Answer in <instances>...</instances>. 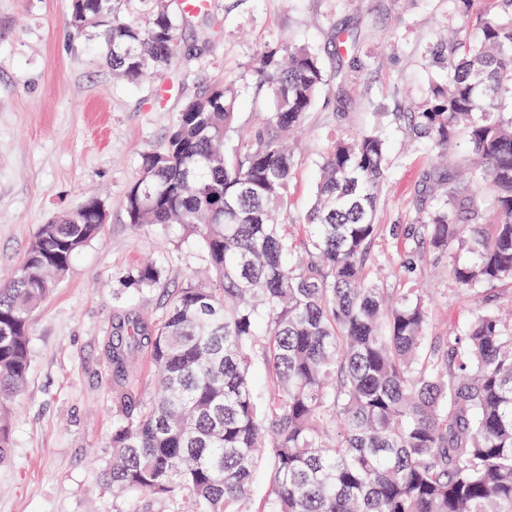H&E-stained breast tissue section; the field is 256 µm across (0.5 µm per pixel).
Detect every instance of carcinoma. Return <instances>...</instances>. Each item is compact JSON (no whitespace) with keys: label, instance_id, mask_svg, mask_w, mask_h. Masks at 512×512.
I'll return each instance as SVG.
<instances>
[{"label":"carcinoma","instance_id":"cac0c4a2","mask_svg":"<svg viewBox=\"0 0 512 512\" xmlns=\"http://www.w3.org/2000/svg\"><path fill=\"white\" fill-rule=\"evenodd\" d=\"M458 0L448 80L409 113L431 156L465 131L466 179L438 164L425 176L420 224L399 258L414 272L426 248L452 260L457 288L512 284V0L476 23ZM176 0H72L70 26L97 30L113 73L129 84L178 58ZM273 108L237 155V87L189 98L167 139L142 155L125 196L128 223L177 224L211 274L169 295L162 319L129 315L108 347L113 424L105 485L114 512H252L254 472L269 463L261 512H512V323L485 309L460 334L429 336L425 292L389 298L368 263L381 225L391 147L377 129L332 143L318 167L299 243L276 222L295 166L289 134L326 83L318 56L285 42L247 66ZM492 194L489 223L477 195ZM89 198L39 226L0 284V464L10 448L8 399L27 384L32 317L106 213ZM158 283L152 267L129 285ZM147 350L150 394L131 359ZM261 364L267 385L256 388Z\"/></svg>","mask_w":512,"mask_h":512}]
</instances>
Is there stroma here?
Segmentation results:
<instances>
[{
  "label": "stroma",
  "mask_w": 512,
  "mask_h": 512,
  "mask_svg": "<svg viewBox=\"0 0 512 512\" xmlns=\"http://www.w3.org/2000/svg\"><path fill=\"white\" fill-rule=\"evenodd\" d=\"M70 0H0V279L18 265L40 224L95 197L106 221L41 305L30 326L31 368L13 400L10 457L0 464V512H113L102 480L115 412L106 350L120 316L158 322L164 291L184 287L204 255L177 227L128 224L125 191L144 152L159 147L192 95L219 80L242 89L240 137L271 102L255 94L247 65L281 41L309 47L327 84L295 143L296 164L284 199L290 231L303 222L316 192L322 155L347 130L376 128L393 144L380 200L379 242L392 292L425 285L430 333L446 336L479 310L512 305V286L457 288L448 262L425 256L414 273L396 262L409 248L406 225L419 223L418 190L431 161L408 132L406 115L446 70L434 55L444 43L455 0H210L185 15L179 41L197 55L179 60L163 80L129 85L96 54L93 33H75ZM356 43V70L336 53V35ZM167 101L156 103L158 83ZM153 265L158 288L128 286Z\"/></svg>",
  "instance_id": "obj_1"
}]
</instances>
